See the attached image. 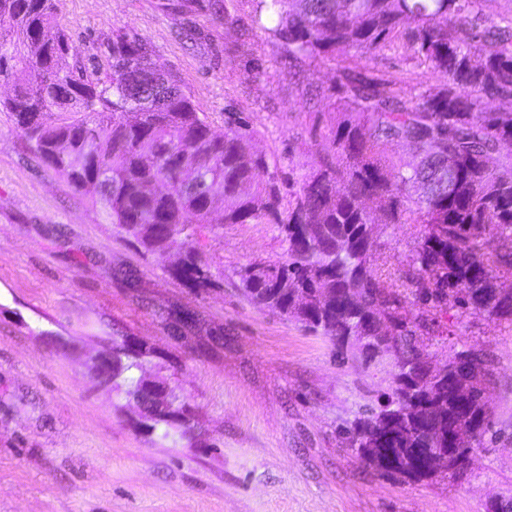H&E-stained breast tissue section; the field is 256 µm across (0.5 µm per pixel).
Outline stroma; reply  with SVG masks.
<instances>
[{
	"instance_id": "obj_1",
	"label": "stroma",
	"mask_w": 512,
	"mask_h": 512,
	"mask_svg": "<svg viewBox=\"0 0 512 512\" xmlns=\"http://www.w3.org/2000/svg\"><path fill=\"white\" fill-rule=\"evenodd\" d=\"M207 2L182 11L177 0H55V12L71 57L95 54L113 30L136 34L214 131L236 113L255 130L256 150L276 160L279 181L301 180L323 165L341 118L326 102L309 111L302 91L333 85L335 64L289 77L251 0H234L233 21ZM362 64L405 92L437 83L403 33ZM423 231L376 226L387 270L407 268ZM285 248L275 225H225L206 239L214 286L187 288L169 273L179 243L161 256L118 237L0 112V512H491L512 500V326L451 305L424 338L438 366L468 346L488 355L491 431L466 476L381 474L339 433L387 401L388 368L337 353L237 289L242 268L282 262ZM118 266L141 271L142 292L113 279ZM167 307L195 311L204 333L172 337L155 315ZM116 332L156 351L147 370L182 390L193 439L150 431L98 377Z\"/></svg>"
}]
</instances>
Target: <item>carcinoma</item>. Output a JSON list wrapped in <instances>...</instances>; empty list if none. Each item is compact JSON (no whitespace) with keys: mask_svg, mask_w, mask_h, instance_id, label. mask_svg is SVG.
Returning <instances> with one entry per match:
<instances>
[{"mask_svg":"<svg viewBox=\"0 0 512 512\" xmlns=\"http://www.w3.org/2000/svg\"><path fill=\"white\" fill-rule=\"evenodd\" d=\"M268 16V34L288 52L292 68L339 57H367L408 31L411 49L441 83L405 96L358 64L341 66L319 98L339 100L332 160L284 196L265 153L252 150L255 132L236 122L212 132L177 74L174 90L153 99V47L122 29L100 45L92 68L67 62L70 39L54 0H0V78L12 94L0 100L35 155L78 192L92 194L117 232L150 253L172 234L184 252L170 274L205 291L215 283L202 232L226 224H273L286 258L251 263L239 290L255 305L299 321L340 352L357 349L367 364H386L391 401L369 409L344 443L374 452L375 468L430 479L412 462L416 448L445 447L414 421L437 404L449 432L477 424L454 445L459 455L483 445L491 414L481 394L492 383L485 351L470 346L445 365L426 369L417 355L433 331L432 311L452 300L464 315L512 324V108L489 101L512 93V26H481L485 0H253ZM405 139L411 160L387 155ZM376 224H425L405 280L378 274ZM127 287H142L136 269H118ZM419 314L410 318L406 311ZM175 336L202 331L188 309L156 312ZM401 352L397 361L392 354ZM154 350L112 339V390L143 410L154 405L137 372ZM186 401L147 417L149 428L187 434Z\"/></svg>","mask_w":512,"mask_h":512,"instance_id":"carcinoma-1","label":"carcinoma"}]
</instances>
